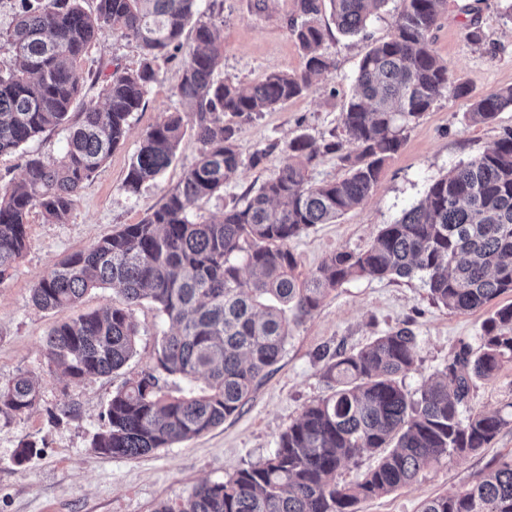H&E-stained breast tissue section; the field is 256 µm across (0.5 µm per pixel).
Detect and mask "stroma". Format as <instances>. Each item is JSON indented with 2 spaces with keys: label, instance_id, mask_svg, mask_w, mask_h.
<instances>
[{
  "label": "stroma",
  "instance_id": "stroma-1",
  "mask_svg": "<svg viewBox=\"0 0 512 512\" xmlns=\"http://www.w3.org/2000/svg\"><path fill=\"white\" fill-rule=\"evenodd\" d=\"M498 5L499 0H448V10L432 32L433 47L451 79L469 85L472 97L440 98L405 127L403 145L385 165L370 198L336 223L315 225L293 241L302 271L315 270L334 251L369 248L381 225L392 223L403 209L419 202L433 178L468 162L512 129V109L490 124L471 125L464 119L473 96L512 86V28L500 20ZM400 6V0H390L388 12L353 38L334 30L331 14L323 15L328 33L322 50L334 62L332 75L303 96L238 123L242 165L223 191L196 204L199 220L220 216L225 207L273 175L283 163L282 149L290 139L304 133L320 142L340 132V111L352 92L359 62L371 44L389 37L392 12ZM200 8L221 31L216 78L246 85L274 72L302 68L303 52L290 31L295 0H200ZM472 21L485 35L478 46L464 38V27ZM141 62L134 41L108 32L91 46L82 68L95 71L114 63L135 69ZM156 70L157 79L144 108L133 114L125 142L87 183L65 222H47L37 211L30 214L29 248L0 282V385L22 371L40 378L36 407L0 419V512H155L159 504L179 503L199 484L224 481L267 458L304 407L328 394L324 363L317 357L323 347L356 350L393 329L410 328L418 340V359L404 386L414 393L441 374L449 355L461 344L479 347L484 319L494 307L512 303V294H505L493 305L460 313L434 304L416 278L349 282L333 291L310 320L291 329L280 358L256 382L238 414L194 439L134 459L95 453L90 443L104 425L102 414L113 393L154 365L169 324L152 302L142 301L133 311L139 329L134 357L112 375L71 382L49 372L45 336L54 325L102 309L117 297L111 289L97 288L77 305L45 312L33 306L31 288L68 255L122 225L139 223L164 202L195 163L200 144L189 130L161 175L145 183L138 194L124 188L146 132L164 113L185 109L176 95L181 58L158 61ZM66 137L65 130L48 131L15 153L0 155V183L21 178L28 156L48 163L58 159ZM511 404L509 364L494 379L476 381L462 412L503 411ZM67 407L72 415L62 416ZM53 412L60 414L59 422L50 421ZM23 441L35 442L38 453L18 467L12 454ZM507 454H512V425L481 453L442 460L410 485L360 502L357 512H419L424 500L470 485L492 460Z\"/></svg>",
  "mask_w": 512,
  "mask_h": 512
}]
</instances>
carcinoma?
<instances>
[{
    "instance_id": "carcinoma-1",
    "label": "carcinoma",
    "mask_w": 512,
    "mask_h": 512,
    "mask_svg": "<svg viewBox=\"0 0 512 512\" xmlns=\"http://www.w3.org/2000/svg\"><path fill=\"white\" fill-rule=\"evenodd\" d=\"M327 1L337 31L349 37L363 33L390 2L297 0L298 19L290 28L304 53L302 69L274 72L247 87L215 78L217 29L203 19L198 0H96L93 15L81 0H39L0 33V49L17 61L13 69H0V155L48 130L68 132L59 159L29 158L21 179L0 185L2 281L29 247L30 213L67 220L84 185L124 142L133 113L156 81L153 62L182 48L187 26L194 32L177 87L194 111L172 112L146 133L124 187L136 193L160 175L189 122L202 144L196 163L140 223L71 254L31 289L32 303L45 311L73 306L94 288L110 287L121 298L48 332V368L71 381L108 376L133 357L139 335L133 307L141 301L154 303L172 326L161 338L156 365L112 395L105 425L90 443L95 452L136 458L223 424L277 362L290 327L311 319L330 293L353 280L417 276L435 303L457 312L512 293L511 130L432 179L425 198L383 225L368 249L336 251L304 276L290 246L310 227L336 222L372 195L405 126L445 94L471 95L467 85L450 79L433 49L431 33L447 0H402L389 38L372 44L360 61L341 113L343 139L293 138L282 166L254 194L219 220L194 219L195 204L223 190L241 165L224 114L250 120L331 73L333 61L322 51ZM107 31L140 46L139 69L116 64L105 76L82 70V57ZM92 76L103 78L105 104L74 116L73 104ZM508 108L512 87L475 98L465 119L489 123ZM321 153L336 154L345 175L311 182L309 167ZM417 355V336L407 327L357 351L322 353L330 394L302 410L269 458L223 482L198 485L177 510L163 503L156 512H356L359 502L413 482L451 455L480 453L512 424V413L461 415L474 381L512 363V304L483 321L477 350L462 344L445 372L415 398L402 380ZM172 375L188 382L202 377L205 387L170 396L160 381ZM38 396L37 378L19 373L0 386V417L32 409ZM364 454L376 465L353 482L336 481L340 469ZM420 512H512V456L494 460L471 485L425 501Z\"/></svg>"
}]
</instances>
